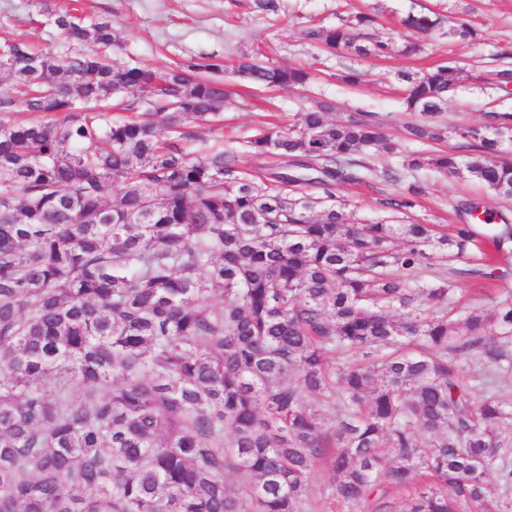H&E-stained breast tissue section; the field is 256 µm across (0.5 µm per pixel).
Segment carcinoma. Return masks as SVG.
<instances>
[{
  "instance_id": "obj_1",
  "label": "carcinoma",
  "mask_w": 512,
  "mask_h": 512,
  "mask_svg": "<svg viewBox=\"0 0 512 512\" xmlns=\"http://www.w3.org/2000/svg\"><path fill=\"white\" fill-rule=\"evenodd\" d=\"M46 24L61 50L0 39L13 86L0 95V512H306L322 458L350 512L389 508V488L408 493L407 512H509L512 402L499 391L512 377V301L453 318V278L411 280L427 250L499 253L512 226L437 238L429 224L357 221L336 187L360 183L367 148L398 153L369 112L336 122L321 106L260 126L246 140L253 169L221 144L195 157L189 128L224 121L221 73L274 90L310 72L249 55L231 69L158 70L119 59L107 17L49 12ZM375 24L358 12L304 37L387 57ZM402 24L427 32L438 19ZM446 35L477 30L463 19ZM470 78L445 63L399 72L404 110L422 117L407 138L442 140L433 119ZM485 82L508 89L512 66ZM121 98L127 114L114 119ZM455 134L469 159L419 152L403 168L463 169L511 199L500 156L512 112ZM385 175L402 184L379 201L390 212L426 192L395 167ZM475 362L481 399L468 386Z\"/></svg>"
}]
</instances>
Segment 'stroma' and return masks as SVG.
<instances>
[{"mask_svg":"<svg viewBox=\"0 0 512 512\" xmlns=\"http://www.w3.org/2000/svg\"><path fill=\"white\" fill-rule=\"evenodd\" d=\"M75 5L72 0H0V28H8L12 36L38 47L55 46L61 38L51 27L37 25L40 11L45 6L57 12ZM76 6L84 13L110 18L127 52L154 68L203 57L221 58L231 64L242 54L258 56L277 66L309 67L312 80L303 89L266 91L238 79L230 80L223 125L195 127L198 139L235 148L242 167L256 164L243 147V139L253 127L269 122L271 116L284 122L319 102L329 104L326 117L331 121L347 119L360 110L375 114L386 137L400 144V155L369 150L365 160L371 170L364 184L343 185L336 190L358 218L370 221L387 217L379 201L397 190L396 184L386 180L385 166L402 165L405 156L421 149L420 144L404 138V126L415 116L399 104L398 72L419 70L442 60L472 72L493 70L497 53L512 51V0H284V9L276 16L254 12L250 0H81ZM422 6L439 17L437 29L422 33L400 25V18ZM358 10L376 15L384 32L392 34V57L377 59L353 52L331 56L305 39L306 28L336 25L340 18ZM464 18L473 21L480 39L447 38L448 28ZM410 42L420 44L419 54H403L404 45ZM350 68L362 72L361 84L350 86L341 81L342 72ZM490 111L512 112V94L484 89L467 80L449 98L439 120L450 127L480 126ZM414 176L426 185L427 192L410 215L388 216L392 223L468 224L472 218L467 208L472 204L512 220V199L499 198L478 182L450 177L429 167L416 170ZM451 267L460 271L451 300L455 311L485 303L488 296L499 298L504 292H512V255L485 264L476 252L446 261L435 251L430 265L419 270L417 279L429 281L436 272Z\"/></svg>","mask_w":512,"mask_h":512,"instance_id":"35a3bbf8","label":"stroma"}]
</instances>
